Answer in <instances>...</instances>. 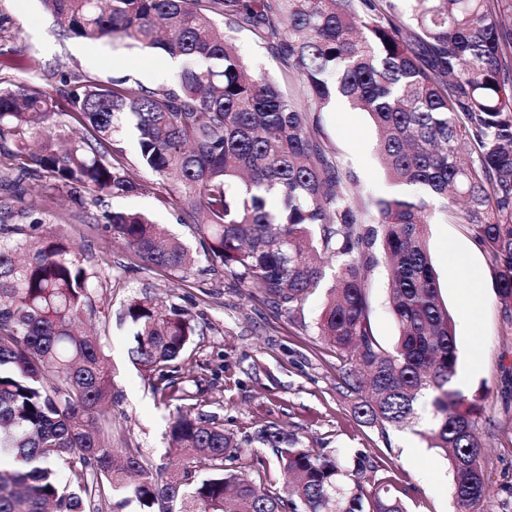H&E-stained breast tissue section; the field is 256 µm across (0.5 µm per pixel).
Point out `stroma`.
Masks as SVG:
<instances>
[{
	"instance_id": "35a3bbf8",
	"label": "stroma",
	"mask_w": 512,
	"mask_h": 512,
	"mask_svg": "<svg viewBox=\"0 0 512 512\" xmlns=\"http://www.w3.org/2000/svg\"><path fill=\"white\" fill-rule=\"evenodd\" d=\"M235 43L252 71L272 77L286 96L304 99L295 69L272 56L250 31L236 34ZM58 66L69 75L102 82L129 76L156 86L174 77L162 52H146L119 38H75L54 24L39 0H0V88L33 86L56 94L60 80L52 71ZM310 134L341 170L354 175L356 205L393 194L367 113L335 100L319 113ZM38 196L52 199L51 221L40 225L38 234H66L99 274L103 310L86 330L99 339L112 376L113 447L140 449L154 467L171 470L182 464L168 447L169 412L130 359L131 332L119 321L130 298L148 294L182 306L193 318L196 333L181 364L186 374L206 380L198 412L216 416L241 437L273 423L328 454L363 451L382 463V477L390 479L409 512H457L450 465L430 446L429 401L420 403L416 423L405 429L355 420L354 399L342 387L344 363L317 329L332 279H325L292 321L230 277L211 272L194 225L179 223L176 209H157L153 197L107 195L100 206L83 211L66 194L29 183L26 199ZM112 210L153 213L196 256L193 276L181 282L153 266L132 267L128 253L96 221ZM427 245L440 297L455 323L458 367L451 387L482 409L483 509L512 512V323L495 288L497 270L466 226L450 222L445 212H437L430 224ZM452 251L464 257L462 267L449 266ZM474 287L480 298L471 306L467 299ZM370 294L374 333L384 346H392L398 327L385 304L383 270L371 275Z\"/></svg>"
}]
</instances>
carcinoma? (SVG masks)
<instances>
[{"mask_svg": "<svg viewBox=\"0 0 512 512\" xmlns=\"http://www.w3.org/2000/svg\"><path fill=\"white\" fill-rule=\"evenodd\" d=\"M67 34L120 37L182 63L171 85L130 77L0 89V187L20 197L46 181L88 210L100 195L155 191L124 163L127 142L160 180L173 175L185 224L196 225L212 269L294 319L336 261L317 323L344 357L343 388L355 418L401 428L431 399V447L449 460L458 512L485 493L481 410L449 388L458 352L428 252L429 199L468 227L498 268L496 290L512 321V0H40ZM247 29L292 64L308 100L300 108L264 73L247 71L231 41ZM341 96L368 113L377 150L399 191L355 207L354 179L310 135L314 113ZM85 130L73 138L48 121L58 100ZM46 199L22 212L44 223ZM100 221L136 260L184 281L187 247L141 212ZM20 228L0 200V512H123L135 499L158 512H408L380 465L362 452L345 463L265 425L242 438L196 414L201 379L181 373L194 335L188 310L136 297L121 320L133 358L161 402L174 406L169 436L183 456L167 472L138 448L112 447V378L101 344L77 334L98 312L97 272L60 234L7 240ZM386 272L396 343L371 321L369 277ZM269 448L293 476L278 488Z\"/></svg>", "mask_w": 512, "mask_h": 512, "instance_id": "1", "label": "carcinoma"}]
</instances>
